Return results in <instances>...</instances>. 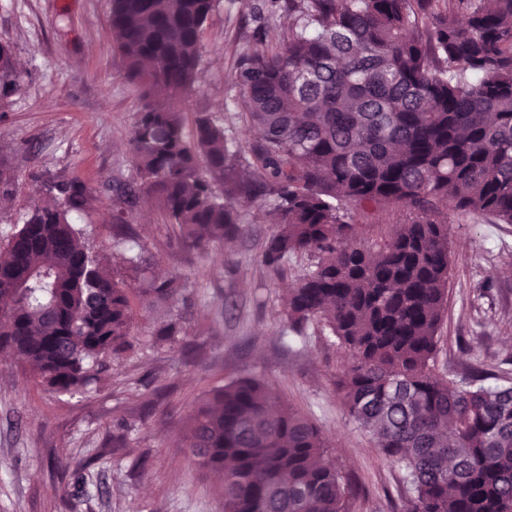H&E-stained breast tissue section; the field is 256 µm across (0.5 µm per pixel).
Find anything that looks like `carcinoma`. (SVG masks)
<instances>
[{
	"label": "carcinoma",
	"instance_id": "cac0c4a2",
	"mask_svg": "<svg viewBox=\"0 0 512 512\" xmlns=\"http://www.w3.org/2000/svg\"><path fill=\"white\" fill-rule=\"evenodd\" d=\"M215 0H112L109 25L143 89L131 150L136 186L112 215L130 234L144 194L182 246L205 253L241 237L258 202L277 232L270 272L311 263L283 299L298 337L312 323L349 356L342 400L400 471L404 512H512V384L433 373L448 296V214L512 224V0H288L275 45L240 54L230 80L256 140L229 146L208 112L184 132L180 105L202 62ZM22 91L0 44V103ZM35 195L0 241V356L40 387L84 393L131 348L136 308L169 314L158 342L189 334L185 276L131 288L73 216L93 190L77 176L32 175ZM402 206L410 220L376 250L350 212ZM188 451L224 476V512H347L351 486L317 426L256 378L208 391Z\"/></svg>",
	"mask_w": 512,
	"mask_h": 512
}]
</instances>
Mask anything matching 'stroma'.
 <instances>
[{
	"label": "stroma",
	"mask_w": 512,
	"mask_h": 512,
	"mask_svg": "<svg viewBox=\"0 0 512 512\" xmlns=\"http://www.w3.org/2000/svg\"><path fill=\"white\" fill-rule=\"evenodd\" d=\"M110 0H0V43L21 65L23 91L0 104V165L15 177L0 205V239L33 195L32 173L78 175L96 196L76 216L89 244L127 275L141 255L155 274L176 272L197 298L192 347L155 342V315L136 319V346L106 381L69 396L42 390L15 360L0 361V512H224L217 474L190 460L189 417L210 389L257 378L306 414L354 486L348 512H401L398 471L350 418L340 382L347 358L317 324L290 340L281 297L308 263L299 256L276 276L259 262L273 227L243 210L247 233L202 255L183 249L156 203L130 218L134 241L115 236L112 185L135 175L129 151L141 89L125 74L109 26ZM288 23L267 0H219L202 33L203 63L184 107L185 123L207 111L235 140L253 133L227 82L241 52ZM401 206L355 215L363 242H383L407 223ZM448 306L430 366L461 377L484 371L512 379V224L448 215Z\"/></svg>",
	"instance_id": "obj_1"
}]
</instances>
